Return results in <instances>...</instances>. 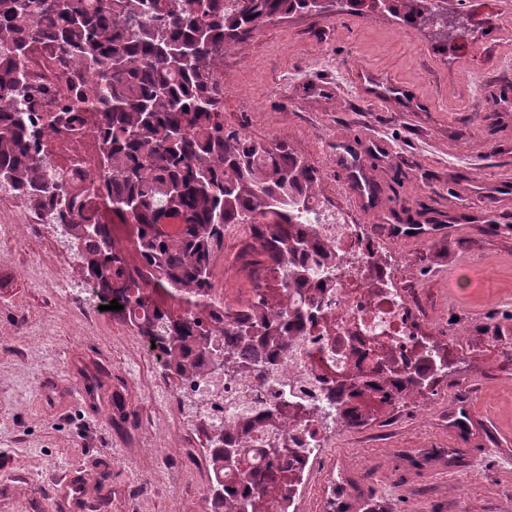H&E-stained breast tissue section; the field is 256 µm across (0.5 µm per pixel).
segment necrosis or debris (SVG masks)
<instances>
[{
	"label": "necrosis or debris",
	"mask_w": 512,
	"mask_h": 512,
	"mask_svg": "<svg viewBox=\"0 0 512 512\" xmlns=\"http://www.w3.org/2000/svg\"><path fill=\"white\" fill-rule=\"evenodd\" d=\"M24 69L31 83L47 89L36 97L38 115L58 111L73 85L83 89L86 108H93L90 73L58 67L51 48L35 45ZM313 226L323 238L334 240L344 259L334 279L317 290L314 317L296 336L287 358L263 382L250 377L235 381L202 377L188 387L200 401L198 416L220 418L228 425L239 423V410L245 406L254 419L261 416L266 402L285 399L312 407L314 417L308 421L286 411L280 414L283 429L300 441L291 471L295 482L308 470L326 437L336 431L338 376L361 378L385 362L419 369L429 355L419 336L415 299L398 280L395 255L383 251L379 240L357 225L328 223L324 212H317Z\"/></svg>",
	"instance_id": "4bbe7bcc"
}]
</instances>
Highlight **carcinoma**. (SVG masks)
Wrapping results in <instances>:
<instances>
[{
	"label": "carcinoma",
	"instance_id": "cac0c4a2",
	"mask_svg": "<svg viewBox=\"0 0 512 512\" xmlns=\"http://www.w3.org/2000/svg\"><path fill=\"white\" fill-rule=\"evenodd\" d=\"M313 0H0V184L48 214L73 237L96 228L80 256L86 276L100 282L144 319L142 336L153 337L166 366L185 386L208 375L232 378L257 373L253 353L273 365L288 352V325H303L299 304L272 295L286 290L304 300L314 288L310 262L335 271V255L299 215L318 200V171L281 145L224 128L218 110L216 65L247 43L267 22L311 11ZM356 8L387 13L448 41L464 26L448 20V0H346ZM47 42L59 59L93 73L101 107L84 117L76 91L61 112L36 124L30 114L35 91L20 61L32 45ZM91 130L98 159L109 178L100 179L79 160L50 173L36 157L43 137ZM131 229L127 244L108 231ZM183 224L180 236L160 232L168 219ZM230 224L250 225L259 257L253 300L223 315L202 298L215 288L212 268ZM221 323L224 370L204 355L215 345ZM392 389L380 377L342 380L339 392L366 390L360 405L343 416L353 425L365 414L395 406L422 377L405 368ZM237 442L221 422L205 431L206 448L219 468L234 466L237 483L214 473L210 497L223 512H281L290 483L294 449L275 433L261 449L264 467H250L241 423Z\"/></svg>",
	"mask_w": 512,
	"mask_h": 512
}]
</instances>
